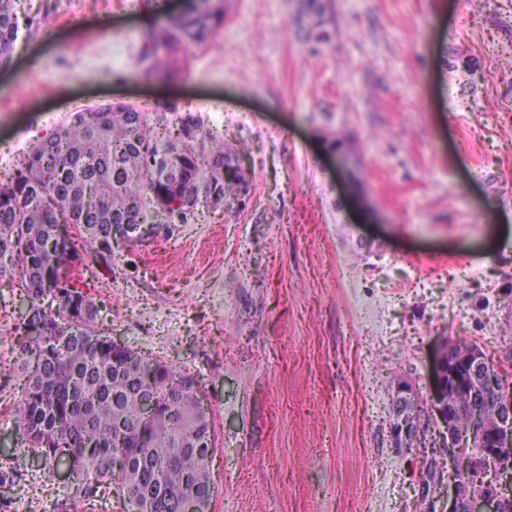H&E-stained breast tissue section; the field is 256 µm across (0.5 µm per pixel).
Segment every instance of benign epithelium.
Wrapping results in <instances>:
<instances>
[{
	"instance_id": "1",
	"label": "benign epithelium",
	"mask_w": 512,
	"mask_h": 512,
	"mask_svg": "<svg viewBox=\"0 0 512 512\" xmlns=\"http://www.w3.org/2000/svg\"><path fill=\"white\" fill-rule=\"evenodd\" d=\"M428 392L422 397L409 385L398 388L392 400L390 437L398 448L418 444L427 434L417 418L426 411L434 438L423 449L419 485L420 512H501L512 498V410L496 407L494 419L474 417L466 429L457 427L460 407L448 395L468 393L471 398L500 392L498 368L479 352L462 355L448 341L430 360ZM494 464L493 477L473 487L470 457L473 445Z\"/></svg>"
}]
</instances>
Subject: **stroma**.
<instances>
[{"label":"stroma","mask_w":512,"mask_h":512,"mask_svg":"<svg viewBox=\"0 0 512 512\" xmlns=\"http://www.w3.org/2000/svg\"><path fill=\"white\" fill-rule=\"evenodd\" d=\"M227 0L178 77L136 64L146 0H13L0 176L70 114L201 115L248 191L115 238L81 280L97 329L190 373L215 429L212 512H419L420 448L389 433L442 341L512 349V0ZM26 307L0 278V512H86L68 470L14 455Z\"/></svg>","instance_id":"obj_1"}]
</instances>
